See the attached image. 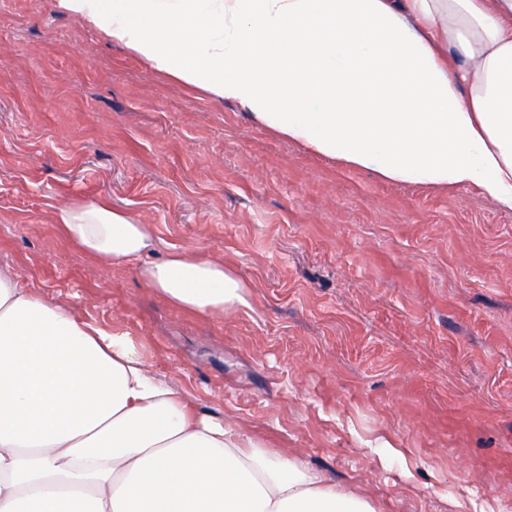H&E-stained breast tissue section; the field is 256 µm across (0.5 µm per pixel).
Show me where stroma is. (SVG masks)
<instances>
[{"label":"stroma","mask_w":512,"mask_h":512,"mask_svg":"<svg viewBox=\"0 0 512 512\" xmlns=\"http://www.w3.org/2000/svg\"><path fill=\"white\" fill-rule=\"evenodd\" d=\"M107 200L155 258L224 259L250 310L101 269L57 206ZM142 343L154 371L380 512H512V213L256 126L52 7L0 0V266Z\"/></svg>","instance_id":"1"}]
</instances>
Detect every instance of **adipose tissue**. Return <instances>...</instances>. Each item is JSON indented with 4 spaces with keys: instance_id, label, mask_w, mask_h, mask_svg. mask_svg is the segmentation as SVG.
Wrapping results in <instances>:
<instances>
[{
    "instance_id": "obj_1",
    "label": "adipose tissue",
    "mask_w": 512,
    "mask_h": 512,
    "mask_svg": "<svg viewBox=\"0 0 512 512\" xmlns=\"http://www.w3.org/2000/svg\"><path fill=\"white\" fill-rule=\"evenodd\" d=\"M152 68L288 142L512 212V0H55ZM100 265L180 309L249 308L222 259L173 251L103 200L54 214ZM0 512H377L201 411L138 343L0 267Z\"/></svg>"
}]
</instances>
